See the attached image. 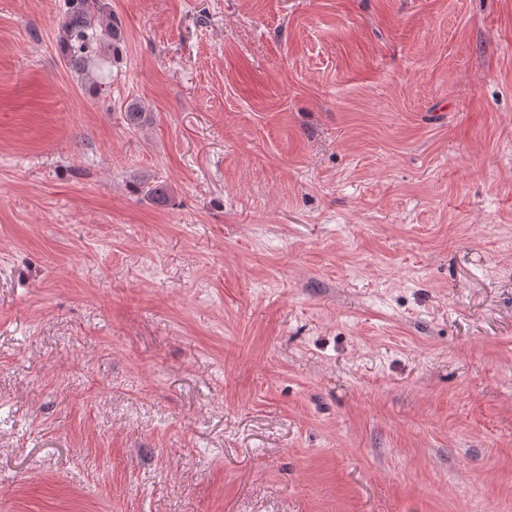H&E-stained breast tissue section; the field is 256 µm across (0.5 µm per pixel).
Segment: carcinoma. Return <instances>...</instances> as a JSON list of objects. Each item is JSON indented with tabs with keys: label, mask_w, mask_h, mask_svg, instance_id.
<instances>
[{
	"label": "carcinoma",
	"mask_w": 512,
	"mask_h": 512,
	"mask_svg": "<svg viewBox=\"0 0 512 512\" xmlns=\"http://www.w3.org/2000/svg\"><path fill=\"white\" fill-rule=\"evenodd\" d=\"M72 67L93 83L122 54V23L103 0H67L61 25Z\"/></svg>",
	"instance_id": "obj_1"
}]
</instances>
